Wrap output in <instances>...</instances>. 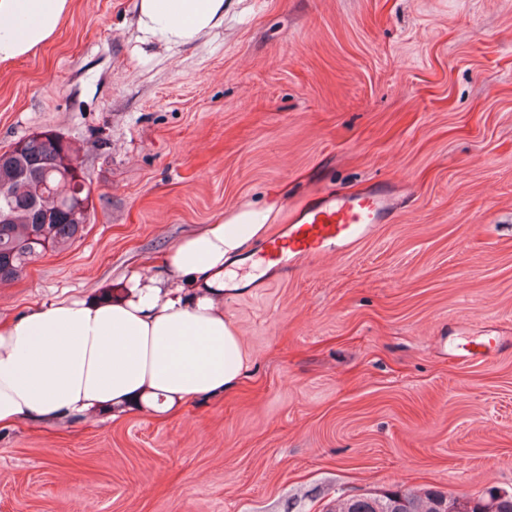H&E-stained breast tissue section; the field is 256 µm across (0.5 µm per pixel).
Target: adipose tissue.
I'll return each mask as SVG.
<instances>
[{
	"instance_id": "1",
	"label": "adipose tissue",
	"mask_w": 512,
	"mask_h": 512,
	"mask_svg": "<svg viewBox=\"0 0 512 512\" xmlns=\"http://www.w3.org/2000/svg\"><path fill=\"white\" fill-rule=\"evenodd\" d=\"M69 0H0V64L34 54L57 32ZM224 21V0H139L142 41L180 45ZM266 215L240 208L178 242L166 275H136L111 300H61L0 327V425L52 422L138 404L165 413L224 394L247 368L224 317L232 258L262 239Z\"/></svg>"
}]
</instances>
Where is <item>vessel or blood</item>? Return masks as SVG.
<instances>
[{
  "instance_id": "b4317fda",
  "label": "vessel or blood",
  "mask_w": 512,
  "mask_h": 512,
  "mask_svg": "<svg viewBox=\"0 0 512 512\" xmlns=\"http://www.w3.org/2000/svg\"><path fill=\"white\" fill-rule=\"evenodd\" d=\"M393 207L392 196L377 190L357 196L322 195L299 223L286 225L264 242L261 257L282 270L298 268L316 255L354 251Z\"/></svg>"
}]
</instances>
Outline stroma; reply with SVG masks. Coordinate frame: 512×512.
Masks as SVG:
<instances>
[{
  "mask_svg": "<svg viewBox=\"0 0 512 512\" xmlns=\"http://www.w3.org/2000/svg\"><path fill=\"white\" fill-rule=\"evenodd\" d=\"M78 143L84 234L0 284V322L123 294L243 205L268 234L311 198L390 189L354 253L228 295L248 366L166 414L0 427V512H326L336 497L512 490V0H225L199 40L144 46L135 0H70L0 65V150Z\"/></svg>",
  "mask_w": 512,
  "mask_h": 512,
  "instance_id": "35a3bbf8",
  "label": "stroma"
}]
</instances>
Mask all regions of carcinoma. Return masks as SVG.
Listing matches in <instances>:
<instances>
[{"label": "carcinoma", "instance_id": "carcinoma-1", "mask_svg": "<svg viewBox=\"0 0 512 512\" xmlns=\"http://www.w3.org/2000/svg\"><path fill=\"white\" fill-rule=\"evenodd\" d=\"M12 163L0 169V183H8L9 197L0 209L11 218L0 221V283L19 275L47 248L61 249L80 238L93 210L90 186H82L77 166L81 147L60 133H32L15 142ZM54 170L46 181L42 169ZM327 512H512V492L489 487L475 497H456L427 489L393 491L341 498Z\"/></svg>", "mask_w": 512, "mask_h": 512}]
</instances>
